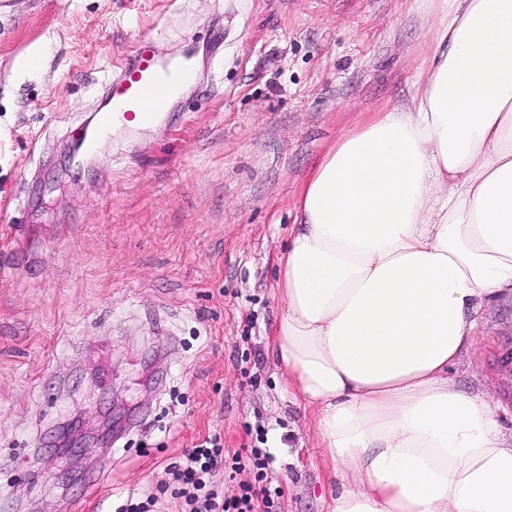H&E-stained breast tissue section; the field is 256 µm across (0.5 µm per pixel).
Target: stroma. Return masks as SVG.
I'll list each match as a JSON object with an SVG mask.
<instances>
[{"label":"stroma","mask_w":512,"mask_h":512,"mask_svg":"<svg viewBox=\"0 0 512 512\" xmlns=\"http://www.w3.org/2000/svg\"><path fill=\"white\" fill-rule=\"evenodd\" d=\"M421 0H0V512H116L183 449L270 448L271 512H332L336 482L268 338L307 174L407 100ZM211 47L153 125L68 147L140 44ZM35 46L38 69L18 67ZM449 372L499 402L512 298ZM82 447L58 451L62 426ZM104 471L99 489L79 481Z\"/></svg>","instance_id":"obj_1"}]
</instances>
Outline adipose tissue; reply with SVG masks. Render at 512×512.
Instances as JSON below:
<instances>
[{
    "mask_svg": "<svg viewBox=\"0 0 512 512\" xmlns=\"http://www.w3.org/2000/svg\"><path fill=\"white\" fill-rule=\"evenodd\" d=\"M410 101L304 180L271 332L335 512H512V439L449 369L512 296V0H427Z\"/></svg>",
    "mask_w": 512,
    "mask_h": 512,
    "instance_id": "ef3b65f1",
    "label": "adipose tissue"
}]
</instances>
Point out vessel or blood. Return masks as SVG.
Instances as JSON below:
<instances>
[{
    "mask_svg": "<svg viewBox=\"0 0 512 512\" xmlns=\"http://www.w3.org/2000/svg\"><path fill=\"white\" fill-rule=\"evenodd\" d=\"M192 72L185 63L161 66L146 48H139L110 86L111 110L101 114L99 130L110 127L115 118L154 120L170 97Z\"/></svg>",
    "mask_w": 512,
    "mask_h": 512,
    "instance_id": "1",
    "label": "vessel or blood"
}]
</instances>
